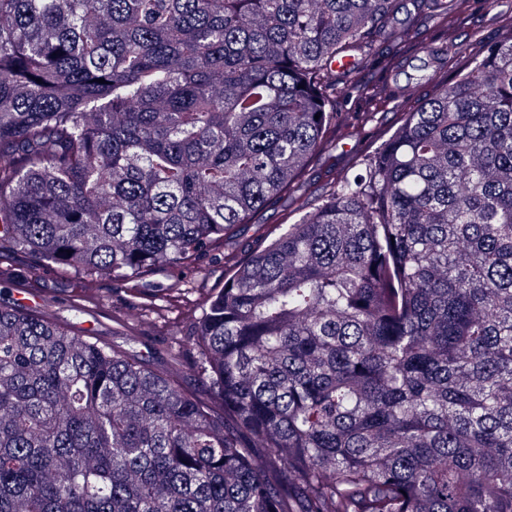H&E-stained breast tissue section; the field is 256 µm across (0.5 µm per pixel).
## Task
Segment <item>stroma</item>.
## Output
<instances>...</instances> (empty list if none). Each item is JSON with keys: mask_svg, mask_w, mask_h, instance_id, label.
<instances>
[{"mask_svg": "<svg viewBox=\"0 0 512 512\" xmlns=\"http://www.w3.org/2000/svg\"><path fill=\"white\" fill-rule=\"evenodd\" d=\"M505 13L512 15V0H495L489 7L478 8L473 23L461 29L447 54L433 60L417 50L432 27L433 14L427 8L417 7L413 0H402L392 24L408 28L413 47L404 50L389 40L377 42V52L395 60L386 76L388 83L410 88L414 101L427 99L440 79L461 67L466 52L477 51L498 38L499 18ZM403 110L402 102L385 103L373 119L364 147L355 148L352 140L343 138L337 143L332 159H316L295 187L294 196L299 203L313 202L340 173L364 171L381 143L400 124ZM287 207L283 201L255 211L248 224L241 226L233 248L243 255L256 248V225L277 231ZM183 273L191 284L179 297L157 302L151 308H127L113 294L110 279L102 278L87 285L70 272L35 265L24 252L0 253V287L4 288L6 297H13L18 290L34 291L39 299L35 307L37 315L75 333L95 337L107 346L148 356L153 367L170 373L187 394L202 398L206 392L196 370L186 360H174L169 346L181 337L189 319L200 316L212 295L223 288L228 272L223 262L217 260L210 262L203 273H194L189 267Z\"/></svg>", "mask_w": 512, "mask_h": 512, "instance_id": "35a3bbf8", "label": "stroma"}]
</instances>
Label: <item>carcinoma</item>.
<instances>
[{"label":"carcinoma","mask_w":512,"mask_h":512,"mask_svg":"<svg viewBox=\"0 0 512 512\" xmlns=\"http://www.w3.org/2000/svg\"><path fill=\"white\" fill-rule=\"evenodd\" d=\"M398 0H0V251L229 275L212 393L0 298V512H512V37L256 251ZM446 44L488 0H415ZM102 78L105 83L97 82ZM288 209V196L275 206L261 208L255 211L249 220V224L241 226L240 231L232 243V247L239 253L247 255L258 246L255 234V226L263 224L264 230L271 231L272 236L279 232V226L283 222V210Z\"/></svg>","instance_id":"obj_1"}]
</instances>
